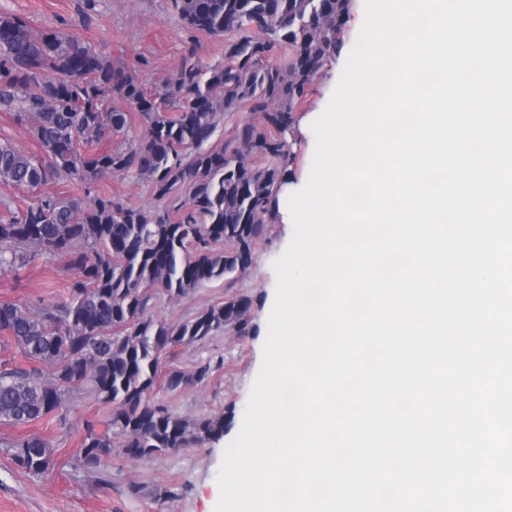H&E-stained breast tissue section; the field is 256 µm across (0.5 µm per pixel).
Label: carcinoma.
<instances>
[{
	"mask_svg": "<svg viewBox=\"0 0 512 512\" xmlns=\"http://www.w3.org/2000/svg\"><path fill=\"white\" fill-rule=\"evenodd\" d=\"M351 0H172L184 26L220 37L224 64L204 67L184 57L161 97L135 71L106 62L74 35L37 32L18 17L0 16V110L31 122L43 155L0 142V182L34 191L52 178L91 186L134 173L152 186L164 211L132 208L98 193L85 203L46 195L23 210L5 204L0 218V275L17 274L42 254L61 255L75 273L65 302L0 303V342L15 348L0 366V422L25 425L65 407L83 382L112 406L85 423L77 461L96 470L112 456L115 437L131 458L189 448L224 433V417L189 422L150 401L163 355L201 343L226 325L247 333L250 302L237 298L190 320L167 324L145 317L149 291L181 296L204 282L245 269L252 245L278 207V160L292 112L336 53V34ZM241 106L262 112L260 131L240 128L208 148L224 113ZM136 112L149 125L130 149L80 152L125 130ZM252 155L265 166L249 162ZM224 243L226 248L218 245ZM54 372H46V367ZM166 375L168 389L204 380ZM25 471L45 474L52 449L38 436L9 444Z\"/></svg>",
	"mask_w": 512,
	"mask_h": 512,
	"instance_id": "carcinoma-1",
	"label": "carcinoma"
}]
</instances>
